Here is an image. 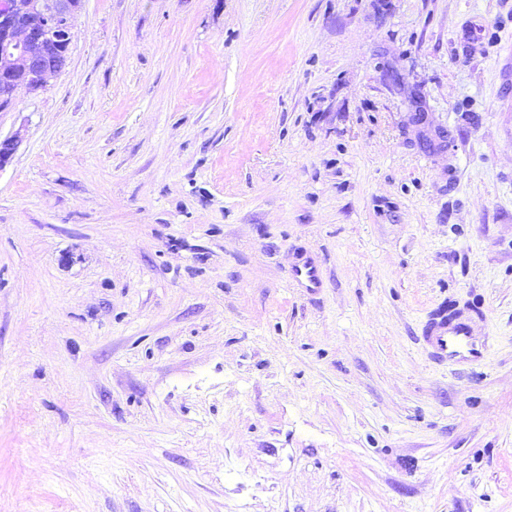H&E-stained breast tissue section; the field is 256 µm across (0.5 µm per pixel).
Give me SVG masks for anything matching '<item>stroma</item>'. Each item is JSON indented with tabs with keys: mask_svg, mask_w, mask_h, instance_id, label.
<instances>
[{
	"mask_svg": "<svg viewBox=\"0 0 512 512\" xmlns=\"http://www.w3.org/2000/svg\"><path fill=\"white\" fill-rule=\"evenodd\" d=\"M17 133L0 512H512V0H81ZM291 283L316 293L323 287V274L320 265L312 257H300L291 266ZM424 341L432 350L433 357L448 364H482L486 343L474 331L472 318L459 310L449 311L439 307L424 327Z\"/></svg>",
	"mask_w": 512,
	"mask_h": 512,
	"instance_id": "obj_1",
	"label": "stroma"
}]
</instances>
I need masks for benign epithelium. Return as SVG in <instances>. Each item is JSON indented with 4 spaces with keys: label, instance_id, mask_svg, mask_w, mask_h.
<instances>
[{
    "label": "benign epithelium",
    "instance_id": "benign-epithelium-1",
    "mask_svg": "<svg viewBox=\"0 0 512 512\" xmlns=\"http://www.w3.org/2000/svg\"><path fill=\"white\" fill-rule=\"evenodd\" d=\"M79 0H0V73L19 72L22 80H8L7 97L18 88L34 93L69 63V51L52 56V45L70 42L72 20ZM19 144L18 137L0 139V168Z\"/></svg>",
    "mask_w": 512,
    "mask_h": 512
}]
</instances>
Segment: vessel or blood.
<instances>
[{
  "label": "vessel or blood",
  "instance_id": "1",
  "mask_svg": "<svg viewBox=\"0 0 512 512\" xmlns=\"http://www.w3.org/2000/svg\"><path fill=\"white\" fill-rule=\"evenodd\" d=\"M293 285L318 292L323 286V274L318 262L311 257H301L291 267ZM424 340L434 358L451 364L481 365L486 354V343L474 331L468 313L439 307L424 327Z\"/></svg>",
  "mask_w": 512,
  "mask_h": 512
}]
</instances>
